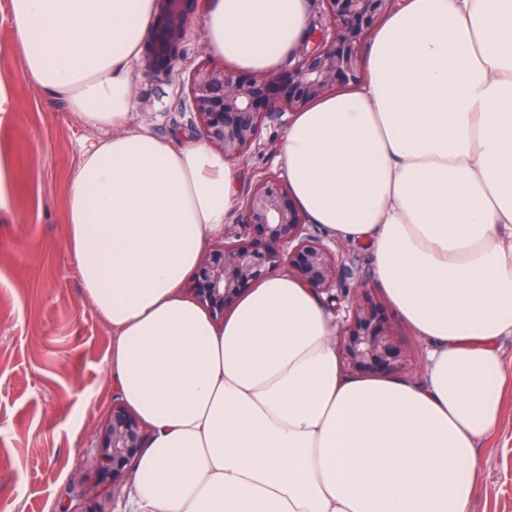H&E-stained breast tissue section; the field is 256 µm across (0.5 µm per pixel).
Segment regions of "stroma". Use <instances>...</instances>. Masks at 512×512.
Returning a JSON list of instances; mask_svg holds the SVG:
<instances>
[{
	"label": "stroma",
	"instance_id": "stroma-1",
	"mask_svg": "<svg viewBox=\"0 0 512 512\" xmlns=\"http://www.w3.org/2000/svg\"><path fill=\"white\" fill-rule=\"evenodd\" d=\"M17 43L8 0H0V512H55L85 488L106 489L84 460L116 397L112 330L93 312L64 241L71 174L110 132L85 126L63 99L37 88ZM203 62L224 65L207 51L196 16L172 74L135 66L133 123L178 142L199 136L185 82ZM287 127L284 118L267 122L237 161L241 193L275 171ZM479 457L471 512H512V386Z\"/></svg>",
	"mask_w": 512,
	"mask_h": 512
}]
</instances>
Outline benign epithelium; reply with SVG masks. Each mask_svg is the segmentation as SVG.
<instances>
[{
    "instance_id": "7a95c632",
    "label": "benign epithelium",
    "mask_w": 512,
    "mask_h": 512,
    "mask_svg": "<svg viewBox=\"0 0 512 512\" xmlns=\"http://www.w3.org/2000/svg\"><path fill=\"white\" fill-rule=\"evenodd\" d=\"M398 0H322L320 19L286 72L242 76L206 64L187 78L191 111L203 138L227 160L247 156L265 123L360 79L361 46ZM202 0H156L147 68L169 75L184 57L193 14ZM285 269L330 301L346 303L336 322V350L352 374H391L404 368V349L387 309L366 288L349 289L353 260L346 248L310 231L288 182L276 173L257 180L245 197L241 223L203 256L189 286L191 295L217 320L242 293L268 273ZM151 437L150 428L116 399L96 432L85 467L108 482V494L85 490L79 506L65 512H112L113 498Z\"/></svg>"
}]
</instances>
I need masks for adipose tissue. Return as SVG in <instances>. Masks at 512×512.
I'll return each mask as SVG.
<instances>
[{
  "label": "adipose tissue",
  "instance_id": "ef3b65f1",
  "mask_svg": "<svg viewBox=\"0 0 512 512\" xmlns=\"http://www.w3.org/2000/svg\"><path fill=\"white\" fill-rule=\"evenodd\" d=\"M155 0H10L32 82L112 135L86 152L64 247L112 329L110 377L153 430L130 512H470L512 334V0H401L363 79L294 113L275 162L427 346L424 380L354 375L336 317L286 270L215 321L179 288L221 237L237 170L133 127ZM205 47L272 73L311 0H204Z\"/></svg>",
  "mask_w": 512,
  "mask_h": 512
}]
</instances>
